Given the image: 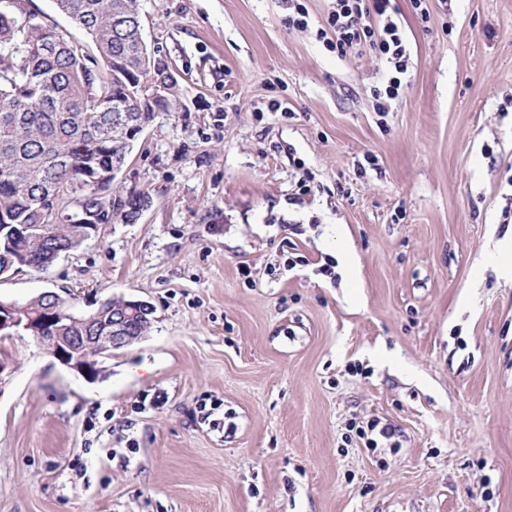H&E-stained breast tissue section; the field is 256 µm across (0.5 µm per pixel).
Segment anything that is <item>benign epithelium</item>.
Returning a JSON list of instances; mask_svg holds the SVG:
<instances>
[{"label": "benign epithelium", "mask_w": 512, "mask_h": 512, "mask_svg": "<svg viewBox=\"0 0 512 512\" xmlns=\"http://www.w3.org/2000/svg\"><path fill=\"white\" fill-rule=\"evenodd\" d=\"M151 312V306L144 301L125 300L112 309L111 322L100 323L97 311L85 314L69 310L53 335L44 336V325L57 321L52 310L0 300V335L28 331L60 364L92 380L98 360L137 340L138 333L150 324Z\"/></svg>", "instance_id": "7a95c632"}]
</instances>
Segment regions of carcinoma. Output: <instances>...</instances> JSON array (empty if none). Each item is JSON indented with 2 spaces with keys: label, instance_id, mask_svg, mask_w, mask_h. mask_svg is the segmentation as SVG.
Returning a JSON list of instances; mask_svg holds the SVG:
<instances>
[{
  "label": "carcinoma",
  "instance_id": "cac0c4a2",
  "mask_svg": "<svg viewBox=\"0 0 512 512\" xmlns=\"http://www.w3.org/2000/svg\"><path fill=\"white\" fill-rule=\"evenodd\" d=\"M91 47L45 23L21 24L0 8V272L40 268L78 248L103 224L136 221L143 192L95 179L128 159L133 140L114 123L127 112L148 125L167 111L175 82L152 103L140 86L158 80L141 41L139 0H55Z\"/></svg>",
  "mask_w": 512,
  "mask_h": 512
}]
</instances>
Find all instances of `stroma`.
I'll use <instances>...</instances> for the list:
<instances>
[{
    "label": "stroma",
    "instance_id": "1",
    "mask_svg": "<svg viewBox=\"0 0 512 512\" xmlns=\"http://www.w3.org/2000/svg\"><path fill=\"white\" fill-rule=\"evenodd\" d=\"M302 2L305 30L288 0H140L178 102L113 186L151 203L0 300L151 326L93 381L0 338V512H512V0H393L383 115L385 63L328 51L332 0ZM372 418L396 447L358 439Z\"/></svg>",
    "mask_w": 512,
    "mask_h": 512
}]
</instances>
